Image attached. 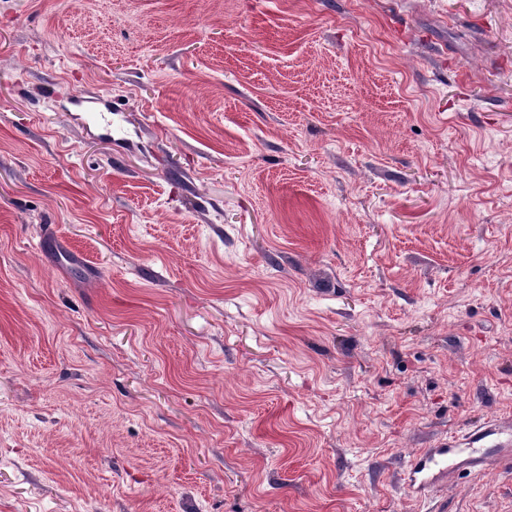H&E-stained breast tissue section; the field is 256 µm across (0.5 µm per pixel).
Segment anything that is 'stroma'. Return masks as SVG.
<instances>
[{"label": "stroma", "instance_id": "1", "mask_svg": "<svg viewBox=\"0 0 512 512\" xmlns=\"http://www.w3.org/2000/svg\"><path fill=\"white\" fill-rule=\"evenodd\" d=\"M512 0H0V512H512ZM496 448L466 447L494 437ZM512 428L510 424L503 426L485 424L476 427L468 437H450L440 448H427L409 458L404 468V480L419 495H426L437 487L448 484V475L466 467L483 464L489 449L497 451L501 456H508L512 451Z\"/></svg>", "mask_w": 512, "mask_h": 512}]
</instances>
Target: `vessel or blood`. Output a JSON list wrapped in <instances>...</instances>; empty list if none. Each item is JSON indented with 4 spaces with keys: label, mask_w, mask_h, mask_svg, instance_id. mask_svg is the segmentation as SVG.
<instances>
[{
    "label": "vessel or blood",
    "mask_w": 512,
    "mask_h": 512,
    "mask_svg": "<svg viewBox=\"0 0 512 512\" xmlns=\"http://www.w3.org/2000/svg\"><path fill=\"white\" fill-rule=\"evenodd\" d=\"M490 437L495 439L500 455L512 454V428L498 423L486 424L475 428L468 437L454 436L440 447L411 456L404 468L405 481L420 495L447 485L450 473L483 464L486 451L481 443Z\"/></svg>",
    "instance_id": "1"
}]
</instances>
